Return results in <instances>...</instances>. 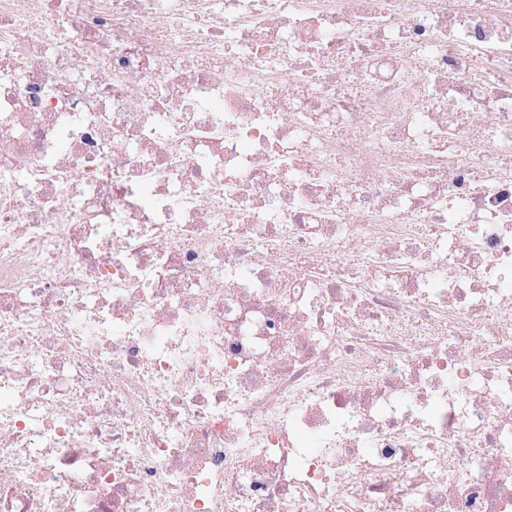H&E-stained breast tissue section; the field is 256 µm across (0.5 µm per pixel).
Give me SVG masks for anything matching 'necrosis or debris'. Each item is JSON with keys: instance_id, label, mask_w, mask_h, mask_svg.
Returning <instances> with one entry per match:
<instances>
[{"instance_id": "necrosis-or-debris-1", "label": "necrosis or debris", "mask_w": 512, "mask_h": 512, "mask_svg": "<svg viewBox=\"0 0 512 512\" xmlns=\"http://www.w3.org/2000/svg\"><path fill=\"white\" fill-rule=\"evenodd\" d=\"M0 512H512V0H0Z\"/></svg>"}]
</instances>
